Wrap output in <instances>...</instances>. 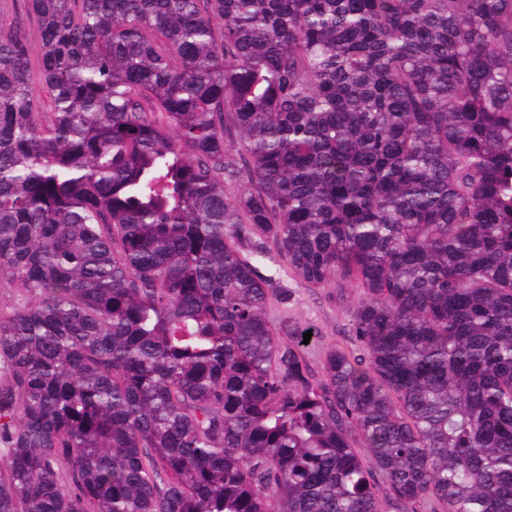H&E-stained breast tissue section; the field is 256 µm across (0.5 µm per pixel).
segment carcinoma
<instances>
[{"label":"carcinoma","mask_w":512,"mask_h":512,"mask_svg":"<svg viewBox=\"0 0 512 512\" xmlns=\"http://www.w3.org/2000/svg\"><path fill=\"white\" fill-rule=\"evenodd\" d=\"M25 5L0 512H512V0ZM288 288L294 292V301L288 311L277 304H271L268 314L276 323L284 316L300 323L313 325L320 336H311L308 346L307 360L312 370L321 375L322 354L326 344H335L347 353L356 352L358 343L354 336L349 335V310L360 296V290L352 284H344L343 288L331 286L310 287L298 283L284 271H281Z\"/></svg>","instance_id":"1"}]
</instances>
